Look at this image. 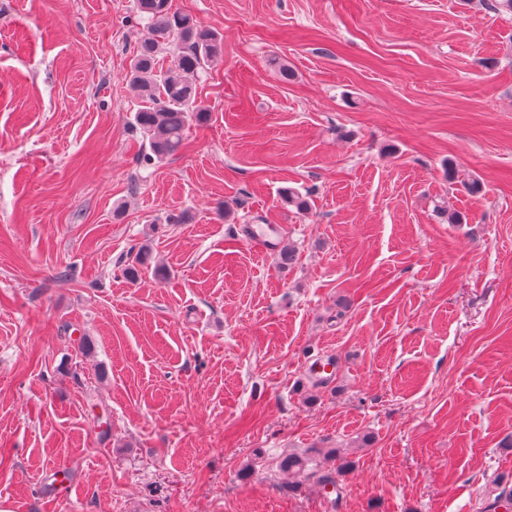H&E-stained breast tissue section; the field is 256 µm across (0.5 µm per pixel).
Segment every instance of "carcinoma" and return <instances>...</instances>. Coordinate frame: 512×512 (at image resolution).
<instances>
[{"label": "carcinoma", "instance_id": "1", "mask_svg": "<svg viewBox=\"0 0 512 512\" xmlns=\"http://www.w3.org/2000/svg\"><path fill=\"white\" fill-rule=\"evenodd\" d=\"M136 7L147 36L136 46L126 74L142 100L133 127L147 137L148 157L163 159L182 148L190 124L208 121L209 109L197 101L195 81L210 61L222 55V43L215 31L191 15L172 10L170 0H136ZM282 199L300 212L310 207L308 198L293 189L284 190ZM315 455L330 459L334 451L312 448L289 454L280 461V469L301 472Z\"/></svg>", "mask_w": 512, "mask_h": 512}]
</instances>
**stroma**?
Masks as SVG:
<instances>
[{"mask_svg":"<svg viewBox=\"0 0 512 512\" xmlns=\"http://www.w3.org/2000/svg\"><path fill=\"white\" fill-rule=\"evenodd\" d=\"M493 2L171 0L223 56L209 121L151 160L135 0H0V512H483L512 489ZM247 224L284 225L292 260ZM309 448L338 494L278 468ZM243 235V242L261 253L269 254L280 249L282 232L277 224H248Z\"/></svg>","mask_w":512,"mask_h":512,"instance_id":"obj_1","label":"stroma"}]
</instances>
